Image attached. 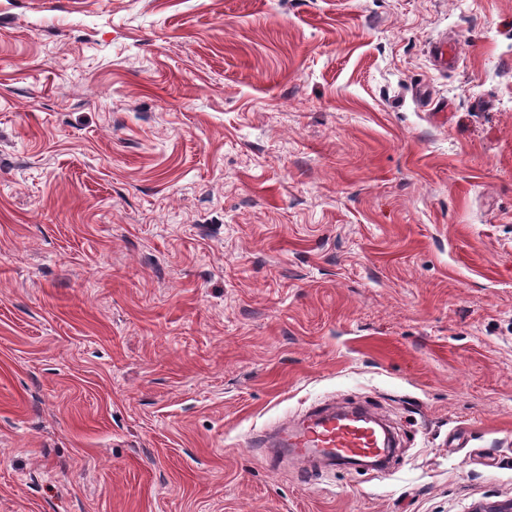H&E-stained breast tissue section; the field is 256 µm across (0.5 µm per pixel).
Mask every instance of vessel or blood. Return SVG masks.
Here are the masks:
<instances>
[{"label": "vessel or blood", "mask_w": 512, "mask_h": 512, "mask_svg": "<svg viewBox=\"0 0 512 512\" xmlns=\"http://www.w3.org/2000/svg\"><path fill=\"white\" fill-rule=\"evenodd\" d=\"M377 424L365 409L346 412L313 407L295 430L281 434L277 453L302 463L318 456L332 467L348 459L366 463L388 452L386 437L377 431Z\"/></svg>", "instance_id": "b4317fda"}]
</instances>
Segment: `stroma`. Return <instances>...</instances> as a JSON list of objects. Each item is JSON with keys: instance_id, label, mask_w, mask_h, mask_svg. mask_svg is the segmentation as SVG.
Instances as JSON below:
<instances>
[{"instance_id": "stroma-1", "label": "stroma", "mask_w": 512, "mask_h": 512, "mask_svg": "<svg viewBox=\"0 0 512 512\" xmlns=\"http://www.w3.org/2000/svg\"><path fill=\"white\" fill-rule=\"evenodd\" d=\"M509 500L512 0H0V512ZM378 425L367 409L346 412L336 411V407L310 408L295 430L283 431L271 463L276 465L278 456L302 463L319 456L336 467L347 459L367 463L375 456H387L386 435L376 430Z\"/></svg>"}]
</instances>
